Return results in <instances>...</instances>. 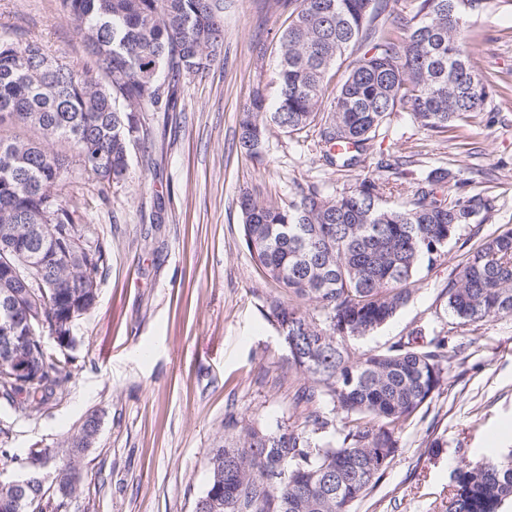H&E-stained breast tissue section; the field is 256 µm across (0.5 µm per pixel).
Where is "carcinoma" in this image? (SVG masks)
<instances>
[{
  "mask_svg": "<svg viewBox=\"0 0 512 512\" xmlns=\"http://www.w3.org/2000/svg\"><path fill=\"white\" fill-rule=\"evenodd\" d=\"M289 11L279 36L280 92L273 111L261 94L242 113L239 145L262 159L266 132L319 127L324 160L351 169L362 162L391 115L411 112L424 129L444 133L486 111L487 76L475 70L474 51L460 33L483 0H413L396 39L381 19L383 0H276ZM76 22L91 61L82 69L55 59L35 41L0 40V229L33 237L54 216L56 237L35 261L54 266L58 288L23 296L31 314L47 320L79 310L83 281H97L106 261L101 243L72 265L53 256L82 233L64 200L74 170L97 182L104 202L112 184L129 177V149L147 139L140 113L174 112L178 84L208 72L224 42V0H61ZM352 63L328 110L322 109L329 69L354 48ZM161 83L162 90L153 88ZM60 143L63 150L53 149ZM452 174L437 168L411 190L410 206L390 205L398 183L364 179L336 193L313 182L285 204L239 200L246 248L288 301L266 299L288 347V364L311 378L295 397L313 405L298 425L242 424L224 417V444L210 458L203 494L219 512H354L400 453L402 425L440 393L448 342L423 340L413 330L386 350L354 356L348 341L391 320L413 295L415 277L448 255V245L477 218L488 220L493 199L477 192L440 199ZM448 311L463 324L512 316V230L468 253L445 288ZM307 302L306 312L298 304ZM0 344V399L25 412L63 393L73 358L39 336ZM30 364L14 374L12 356ZM341 426H334L335 418ZM336 437L328 438L329 429ZM80 429L62 452L60 501L74 493L82 457ZM0 478V500L30 512L43 485ZM512 506V452L493 460L462 458L451 472L445 512H506Z\"/></svg>",
  "mask_w": 512,
  "mask_h": 512,
  "instance_id": "1",
  "label": "carcinoma"
}]
</instances>
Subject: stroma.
Masks as SVG:
<instances>
[{"label": "stroma", "instance_id": "stroma-1", "mask_svg": "<svg viewBox=\"0 0 512 512\" xmlns=\"http://www.w3.org/2000/svg\"><path fill=\"white\" fill-rule=\"evenodd\" d=\"M287 11L271 0H224V51L205 74L180 81L174 112H147L145 142L130 148V178L99 201L91 177L76 174L66 200L87 246L103 242L95 306L74 322L72 377L58 399L23 414L0 403L6 445L19 459L59 448L87 415L100 418L93 448L66 512H194L209 459L224 442V416L244 422L301 423L293 395L301 378L269 315L281 288L247 251L239 198L285 202L299 185L330 191L384 180L377 162L410 155L413 178L436 168L456 176L441 188L496 199L490 220L464 232L444 261L416 277L410 302L372 334L349 341L361 354L419 330L455 350L439 395L404 424L400 456L355 512H444L448 479L462 452H512V317L460 324L441 291L469 249L512 229V5L488 0L463 35L493 82L475 126L434 133L409 113L391 117L364 162L325 166L316 132L269 127L263 162L239 150V121L255 91L274 105L276 43ZM35 40L74 67L87 57L60 0H0V39Z\"/></svg>", "mask_w": 512, "mask_h": 512}]
</instances>
